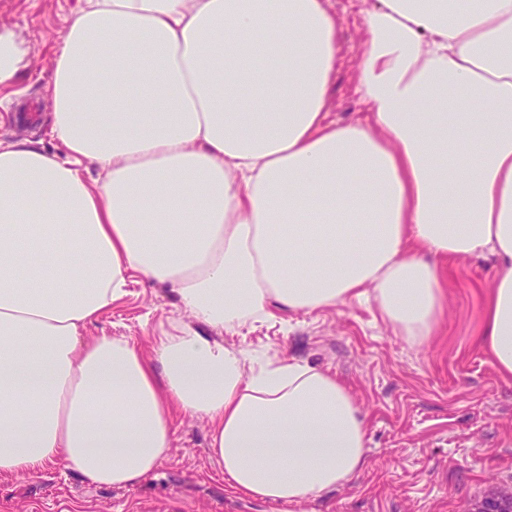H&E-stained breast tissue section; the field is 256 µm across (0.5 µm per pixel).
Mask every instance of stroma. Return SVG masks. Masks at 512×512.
<instances>
[{"label": "stroma", "instance_id": "obj_1", "mask_svg": "<svg viewBox=\"0 0 512 512\" xmlns=\"http://www.w3.org/2000/svg\"><path fill=\"white\" fill-rule=\"evenodd\" d=\"M83 0H0L27 66L0 90V140L60 147L50 132V86L69 18ZM340 22L333 117L358 112L355 57L365 21L354 0H330ZM494 258L448 263V305L421 344L395 334L372 293L336 308L290 313L222 331L225 345L259 359H288L336 374L367 418V464L349 483L298 505L235 492L209 447L205 419L180 418L167 459L135 484L98 487L66 468L0 474V512H469L490 489L512 490V380L476 341ZM169 290L136 281L85 335L128 337L144 353L170 322H188Z\"/></svg>", "mask_w": 512, "mask_h": 512}]
</instances>
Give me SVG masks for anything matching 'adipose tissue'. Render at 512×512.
I'll return each mask as SVG.
<instances>
[{"mask_svg": "<svg viewBox=\"0 0 512 512\" xmlns=\"http://www.w3.org/2000/svg\"><path fill=\"white\" fill-rule=\"evenodd\" d=\"M328 2L86 0L71 17L50 90L62 154L0 141L1 474L60 459L128 486L188 414L233 489L313 500L367 464L351 392L294 361L246 370L207 328L369 287L422 342L452 259L496 256L479 342L512 378V0L453 19L448 0H376L345 123ZM135 276L195 321L149 356L84 333Z\"/></svg>", "mask_w": 512, "mask_h": 512, "instance_id": "obj_1", "label": "adipose tissue"}]
</instances>
